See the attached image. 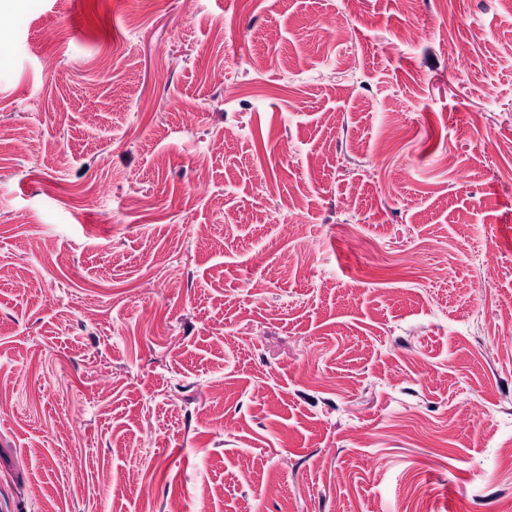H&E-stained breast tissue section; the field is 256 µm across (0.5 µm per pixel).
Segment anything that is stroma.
Returning a JSON list of instances; mask_svg holds the SVG:
<instances>
[{"mask_svg":"<svg viewBox=\"0 0 512 512\" xmlns=\"http://www.w3.org/2000/svg\"><path fill=\"white\" fill-rule=\"evenodd\" d=\"M343 8L0 0V512H504L512 0Z\"/></svg>","mask_w":512,"mask_h":512,"instance_id":"35a3bbf8","label":"stroma"}]
</instances>
